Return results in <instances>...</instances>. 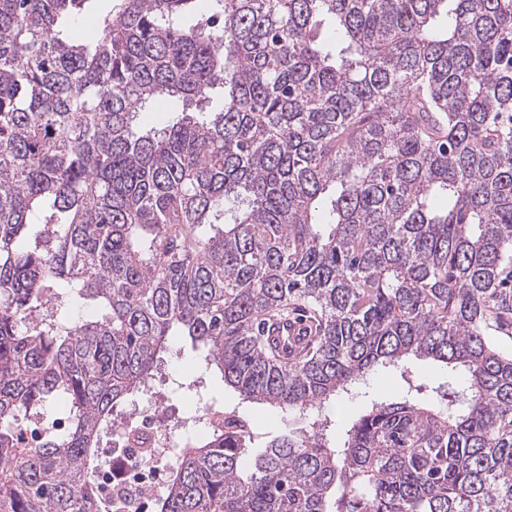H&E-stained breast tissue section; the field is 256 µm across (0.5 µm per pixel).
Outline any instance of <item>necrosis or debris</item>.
<instances>
[{
	"label": "necrosis or debris",
	"instance_id": "necrosis-or-debris-1",
	"mask_svg": "<svg viewBox=\"0 0 512 512\" xmlns=\"http://www.w3.org/2000/svg\"><path fill=\"white\" fill-rule=\"evenodd\" d=\"M169 380V375H160L114 419L112 448L104 454L97 480L106 504L128 495L129 504L120 512H154L155 499L167 484L180 448L191 438L208 436L223 421V410L199 408L185 413L162 399L159 388Z\"/></svg>",
	"mask_w": 512,
	"mask_h": 512
}]
</instances>
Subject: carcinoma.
I'll return each instance as SVG.
<instances>
[{
    "mask_svg": "<svg viewBox=\"0 0 512 512\" xmlns=\"http://www.w3.org/2000/svg\"><path fill=\"white\" fill-rule=\"evenodd\" d=\"M91 2L0 0V512H106L176 336L308 428L190 443L156 512H512V0ZM404 382L398 372L380 367L367 389L372 397H391L403 389ZM366 401L362 397H355L351 399L348 396L340 397L335 405H332L328 414L332 419H338L342 424H346L357 413L365 408Z\"/></svg>",
    "mask_w": 512,
    "mask_h": 512,
    "instance_id": "obj_1",
    "label": "carcinoma"
}]
</instances>
